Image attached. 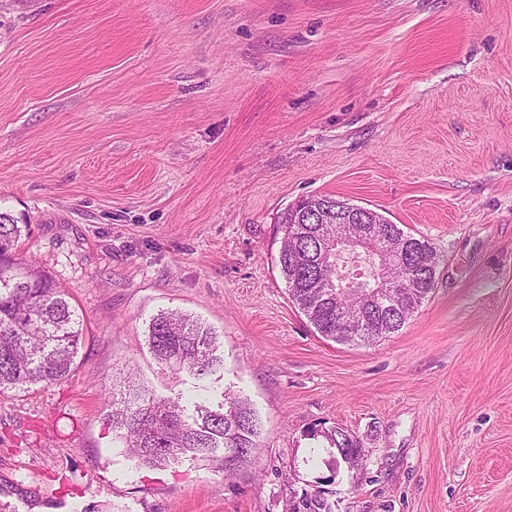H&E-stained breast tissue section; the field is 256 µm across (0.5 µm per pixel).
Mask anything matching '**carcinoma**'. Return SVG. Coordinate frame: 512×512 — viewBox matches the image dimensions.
Masks as SVG:
<instances>
[{
	"label": "carcinoma",
	"instance_id": "carcinoma-1",
	"mask_svg": "<svg viewBox=\"0 0 512 512\" xmlns=\"http://www.w3.org/2000/svg\"><path fill=\"white\" fill-rule=\"evenodd\" d=\"M288 217L285 210L278 219L279 269L289 299L325 338L361 343L342 326L344 315L358 308L373 340L387 337L403 327L435 289L436 271L421 268L423 251L434 244L389 220L382 225L384 234L402 239L404 251L413 254L418 265L406 288L380 287L381 264L374 253L367 255L368 279H345L336 258L325 264L318 254L322 241L336 238V225H303V238L295 246L288 241ZM21 233L17 220L0 213V391L65 379L83 337L81 316L64 291L36 263L15 256ZM147 341L154 359L176 374L202 378L224 366L215 331L183 313L162 311L153 316ZM107 422L120 430L125 453L140 465L168 466L187 456L214 458L219 452L229 475L252 462L261 434L256 411L231 390L224 392L217 408L198 404L192 414L175 398H146L132 389L114 392ZM328 438L348 461L361 453L357 441L341 428Z\"/></svg>",
	"mask_w": 512,
	"mask_h": 512
}]
</instances>
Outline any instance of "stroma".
<instances>
[{
	"label": "stroma",
	"instance_id": "35a3bbf8",
	"mask_svg": "<svg viewBox=\"0 0 512 512\" xmlns=\"http://www.w3.org/2000/svg\"><path fill=\"white\" fill-rule=\"evenodd\" d=\"M315 194L436 247L397 333L290 301L277 220ZM0 211L83 318L66 379L0 393V512H512V0H0ZM161 311L219 335L209 402L258 415L233 475L137 465L105 421L123 381L195 399ZM331 445L335 447L341 456L348 461H356L361 453L357 441L342 428H336L327 435Z\"/></svg>",
	"mask_w": 512,
	"mask_h": 512
}]
</instances>
